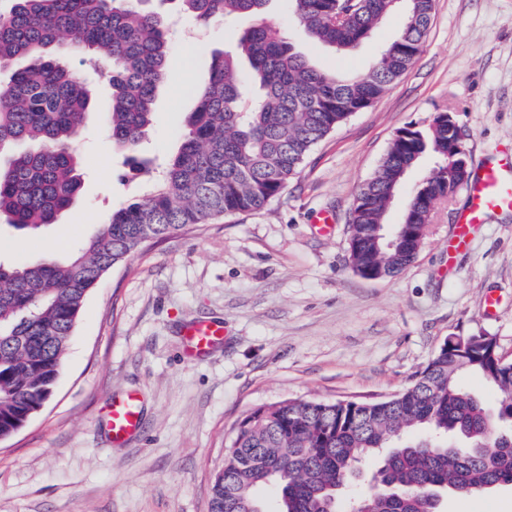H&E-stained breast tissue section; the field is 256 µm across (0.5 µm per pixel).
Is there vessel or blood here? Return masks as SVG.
Masks as SVG:
<instances>
[{
  "mask_svg": "<svg viewBox=\"0 0 512 512\" xmlns=\"http://www.w3.org/2000/svg\"><path fill=\"white\" fill-rule=\"evenodd\" d=\"M468 197V206L448 242L452 254L466 247L472 230L484 223L489 212L512 209V156L485 163L471 183ZM184 336L191 353L204 355L223 342L224 324L215 320L195 321L187 324ZM140 420V399L131 393L109 403L105 427L113 441L123 442L137 434Z\"/></svg>",
  "mask_w": 512,
  "mask_h": 512,
  "instance_id": "vessel-or-blood-1",
  "label": "vessel or blood"
}]
</instances>
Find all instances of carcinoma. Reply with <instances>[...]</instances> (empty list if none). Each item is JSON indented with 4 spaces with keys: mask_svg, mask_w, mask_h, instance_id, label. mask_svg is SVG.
I'll list each match as a JSON object with an SVG mask.
<instances>
[{
    "mask_svg": "<svg viewBox=\"0 0 512 512\" xmlns=\"http://www.w3.org/2000/svg\"><path fill=\"white\" fill-rule=\"evenodd\" d=\"M0 10V217L17 230L53 223L80 192L71 144L86 123L88 86L66 56L109 79L107 133L136 151L167 76L169 19L146 0H8ZM200 27L249 17L235 49L212 56L182 142L144 198L112 212L67 260H0V433L54 390L89 291L139 250L189 226L263 209L300 172L311 150L352 114L379 100L416 62L434 0H404L405 22L367 68L316 69L266 18L269 0H168ZM311 41L354 51L399 0H285ZM259 88L243 93L242 62ZM448 111L425 128L395 134L353 202L350 260L365 278L393 277L416 258L432 223L428 205L470 183L467 151ZM435 166L416 185L402 222L385 237L375 225L424 155ZM469 372L497 389L489 410L459 382ZM391 489L341 490L360 465ZM512 485V362L480 344L438 350L393 397L356 405L285 399L242 419L210 489V512H438L445 495Z\"/></svg>",
    "mask_w": 512,
    "mask_h": 512,
    "instance_id": "carcinoma-1",
    "label": "carcinoma"
}]
</instances>
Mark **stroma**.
Here are the masks:
<instances>
[{"label":"stroma","mask_w":512,"mask_h":512,"mask_svg":"<svg viewBox=\"0 0 512 512\" xmlns=\"http://www.w3.org/2000/svg\"><path fill=\"white\" fill-rule=\"evenodd\" d=\"M267 18L319 69L369 66L404 21L385 17L351 54L313 48L271 0ZM250 25L175 20L168 75L140 152L173 156L216 50ZM95 106L73 142L82 187L55 223L19 236L0 220V256L25 265L66 257L104 218L146 192L131 154L106 131L110 86L72 58ZM450 111L472 167L512 152V0H435L421 53L383 97L306 158L263 210L150 241L89 292L52 396L0 440V512H209L210 487L238 423L274 402L381 401L406 388L450 336H494L512 361V209L488 214L466 249L448 240L466 190L435 206L414 262L367 279L349 259V211L400 128ZM327 212L320 230L313 219ZM60 250H53V243ZM224 324V342L189 359L183 328ZM136 392L141 428L112 443L104 410ZM442 512H512V487L448 496Z\"/></svg>","instance_id":"1"}]
</instances>
